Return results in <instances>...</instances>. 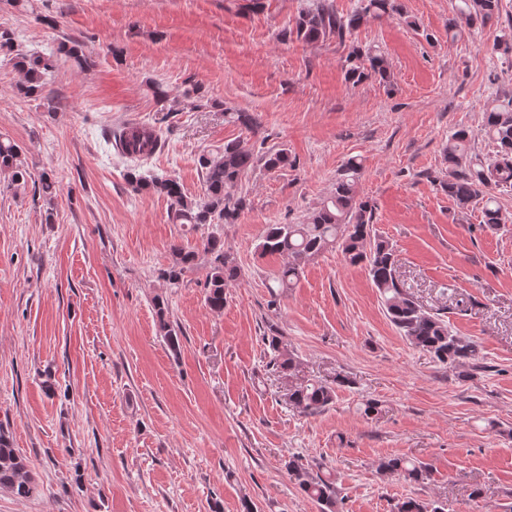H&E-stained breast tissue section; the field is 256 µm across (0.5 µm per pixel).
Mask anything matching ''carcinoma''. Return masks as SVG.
Instances as JSON below:
<instances>
[{
	"label": "carcinoma",
	"mask_w": 512,
	"mask_h": 512,
	"mask_svg": "<svg viewBox=\"0 0 512 512\" xmlns=\"http://www.w3.org/2000/svg\"><path fill=\"white\" fill-rule=\"evenodd\" d=\"M500 0H455V17L449 27L463 25L483 26L499 14ZM403 15L399 0H357L355 8L339 13L330 0H311L295 18L294 24L281 32L280 39L303 44H316L334 39L339 43L352 35L371 18ZM0 52L10 57L14 69L22 76L17 90L27 96L42 91L44 77L52 68L51 60L33 53L14 49L10 31L0 26ZM345 77L356 84L374 75L389 78L385 58L377 50L354 47L346 56ZM224 117L248 134L259 133L260 123L252 112L224 108ZM482 129L494 141L496 158L483 163L469 153L470 131L460 128L448 135L443 149L445 177L439 180L441 189L448 193L458 207L481 206L483 226L499 230L503 224L501 208L495 191L512 190V96L496 101L484 111ZM115 145L123 154L145 160L162 145V132L151 124L123 127L114 136ZM288 152L266 147V140L249 143L245 138L224 142V148L215 154H203L199 166L203 173L204 193L199 198L187 196L180 183L169 176H142L132 170L128 183L140 192L150 191L170 202L168 218L173 224H192L196 227L233 224L247 207V199L235 195L242 176L262 167L275 170L288 165ZM0 173L9 177V186L26 189L28 170L21 148L8 138H0ZM362 165L349 159L336 176L331 195L314 210L304 224H271L259 248L264 253L278 254L287 262L274 278L279 288H289L298 280L306 263L329 248H339L346 260L357 265L364 263L382 299L387 317L400 335L412 345L430 353L443 364H456L476 359L477 344L458 336L448 328V321L437 313H428L404 289L397 275V259L388 241L375 237L373 208L359 195L358 185ZM203 251L211 255L209 271L204 281V299L214 312L224 309V288L239 279L241 268L236 258L224 250V240L214 233L202 238ZM198 254L178 245L171 249V261L162 277L177 286L182 276L196 265ZM158 330L170 351L180 354V338L169 317L168 304L161 297L154 299ZM268 343L266 367L281 372L294 368V358L283 350L276 335L265 338ZM336 388L322 381H313L288 392V400L306 414H315L332 404ZM287 475L314 502L321 512H339L336 484L333 480L309 471L302 458L292 456L284 462ZM379 470L393 474L410 483L424 481L428 465L406 458H390ZM0 489L19 498H30L38 493V483L28 469L26 459L13 448L9 432L0 426ZM396 512H444V508L412 497L396 504Z\"/></svg>",
	"instance_id": "obj_1"
}]
</instances>
